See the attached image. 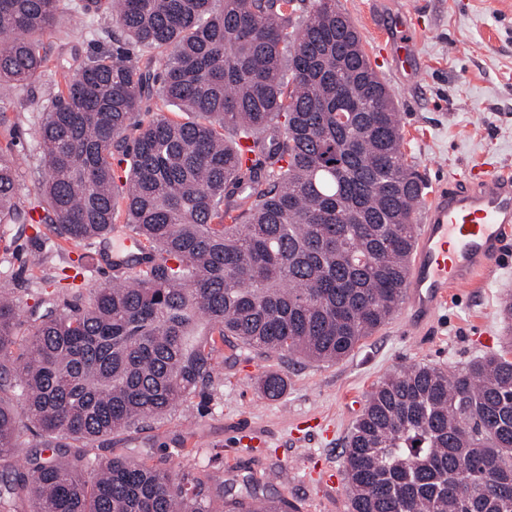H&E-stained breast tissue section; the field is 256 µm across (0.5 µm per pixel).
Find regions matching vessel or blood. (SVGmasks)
<instances>
[{
	"mask_svg": "<svg viewBox=\"0 0 512 512\" xmlns=\"http://www.w3.org/2000/svg\"><path fill=\"white\" fill-rule=\"evenodd\" d=\"M411 32L388 40L400 64L415 60ZM512 236V170H466L429 200L408 264L407 288L418 321H426L454 289L471 286Z\"/></svg>",
	"mask_w": 512,
	"mask_h": 512,
	"instance_id": "vessel-or-blood-1",
	"label": "vessel or blood"
}]
</instances>
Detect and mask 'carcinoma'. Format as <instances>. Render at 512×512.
Listing matches in <instances>:
<instances>
[{
	"instance_id": "obj_1",
	"label": "carcinoma",
	"mask_w": 512,
	"mask_h": 512,
	"mask_svg": "<svg viewBox=\"0 0 512 512\" xmlns=\"http://www.w3.org/2000/svg\"><path fill=\"white\" fill-rule=\"evenodd\" d=\"M0 0V97L42 76L41 37L104 9L112 49L71 64L40 122L36 203L0 149V223L40 222L105 243L124 212L152 252L88 300L42 289L24 346L0 295V462L26 420L44 442L0 478V512H210L200 481L77 443L205 394L217 342L336 362L405 295L424 183L398 112L336 0ZM158 100L186 119L143 106ZM232 129L236 140L224 137ZM258 161L243 167L239 140ZM130 161L119 176L112 160ZM278 397L284 379L259 381ZM349 512H512V348L457 373L418 364L368 394L344 450ZM227 512H256L258 484Z\"/></svg>"
}]
</instances>
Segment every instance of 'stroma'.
<instances>
[{
    "mask_svg": "<svg viewBox=\"0 0 512 512\" xmlns=\"http://www.w3.org/2000/svg\"><path fill=\"white\" fill-rule=\"evenodd\" d=\"M357 28L362 47L383 77L399 114L403 151L427 192L447 187L453 175L479 164L512 168V0H336ZM108 14L61 23L43 38L47 68L39 82L0 100L13 126L0 127V147H11L19 166V198L35 200L42 166L40 117L62 79L59 63L72 50L111 47L102 36ZM412 28L419 73L400 76L382 32ZM42 266H34L35 258ZM80 278H64L73 260ZM113 271L94 246H74L52 228L11 227L0 240V290L12 293L20 316L38 305L41 289L58 300L95 288ZM512 294V240L480 283L459 288L426 323H416L401 303L389 323L366 337L344 359L315 362L265 358L221 347L212 389L192 395L167 415L114 433L111 447L87 446L105 458L134 448L149 465L213 488L212 512H224L218 483L254 477L265 495L297 502L303 512H348L343 443L372 387L415 364L456 372L474 357L502 350L512 330L500 315ZM266 370L286 381L282 396L262 394Z\"/></svg>",
    "mask_w": 512,
    "mask_h": 512,
    "instance_id": "stroma-1",
    "label": "stroma"
}]
</instances>
